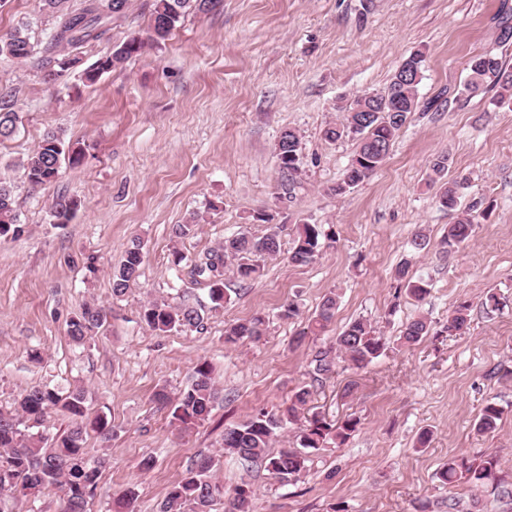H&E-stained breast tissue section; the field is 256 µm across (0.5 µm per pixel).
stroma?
<instances>
[{
  "mask_svg": "<svg viewBox=\"0 0 512 512\" xmlns=\"http://www.w3.org/2000/svg\"><path fill=\"white\" fill-rule=\"evenodd\" d=\"M150 0H131L111 41L84 49L81 66L48 83L31 62L0 57V92L16 95L21 117L0 142V175L14 186L22 232L0 239V407L33 386L83 388L92 412L107 416L110 442L89 512H112V499L134 489L135 512H157L198 454L216 461L225 487L249 481L256 512H416L430 501L447 512L467 486H443L448 460L494 455V479L478 494L482 512H505L512 489V104H497L485 84L458 96L467 63L491 52L512 65V41L500 38L512 0H224L219 10L185 15L170 37L87 81L83 71L113 46L150 25ZM25 21L46 37L53 19L41 0H0V35ZM426 56L419 104L396 134L385 163L357 187L332 194L355 150L323 131L365 92L383 89L412 52ZM300 136V165L284 174L275 147L283 130ZM63 131L85 150L58 180L34 188L18 166L43 137ZM447 156V182H460L458 206L438 202L431 163ZM77 201L69 223H55L58 194ZM485 211L470 240L445 252L449 224L476 202ZM267 214L281 224V252L259 277L224 274L223 309L204 326L166 335L141 320L153 300L208 304V289L172 249L194 257L244 233L265 235ZM192 223L189 235L175 228ZM323 225L328 238L314 261L292 264L297 225ZM429 244L417 251L416 234ZM143 244L141 275L112 295V272L131 240ZM430 283L421 300L397 293L395 270ZM336 314L318 336L307 326L324 296ZM496 294L495 310L483 307ZM472 304L459 336L440 332L459 301ZM105 309L93 339L77 346L67 322L83 304ZM293 305L287 319L281 311ZM259 315L257 339L224 343L227 323ZM423 316L432 336L400 346L405 324ZM369 320L388 348L357 369L339 362L312 404L332 420L356 417L340 445L312 454L309 471L284 484L260 466L243 469L221 450L224 429L255 410L274 411L310 384L311 359L334 346L352 320ZM209 362L221 399L209 418L180 432L153 401L158 387L178 396L194 366ZM502 414L494 432L476 428L486 402ZM427 444H420L421 434ZM152 457L144 471L140 462Z\"/></svg>",
  "mask_w": 512,
  "mask_h": 512,
  "instance_id": "obj_1",
  "label": "stroma"
}]
</instances>
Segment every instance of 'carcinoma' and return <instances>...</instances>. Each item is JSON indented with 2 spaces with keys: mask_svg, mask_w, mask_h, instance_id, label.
<instances>
[{
  "mask_svg": "<svg viewBox=\"0 0 512 512\" xmlns=\"http://www.w3.org/2000/svg\"><path fill=\"white\" fill-rule=\"evenodd\" d=\"M222 4V0H153L151 22L146 38L132 36L115 46L111 54L100 58L86 71L88 78L108 71L138 55L146 42L164 41L177 28L189 12L208 13ZM128 0H43V9L54 17V28L41 41H33L29 23L22 22L4 36H0V56L17 60H31L45 81L56 82L64 71L62 64L70 56L81 61V49L112 39L113 22L125 17ZM413 64L411 76L400 82L392 79L383 88L401 105L399 112H377V102L359 96L349 106L344 122L324 130L326 140L335 142L351 136L357 141L356 151L345 169L343 178L331 191L344 194L363 182L386 161L397 131L404 126L411 112L419 104L418 87L422 79L425 57L418 51L409 56ZM469 75L464 91L475 92L490 79L499 88L501 103L512 100V67L495 54L484 53L470 59ZM15 95L0 94V141L10 138L17 128L19 113L15 110ZM300 138L288 130L277 141L276 152L299 162ZM84 153L66 143L57 134H49L39 148L19 162L25 179L33 187L57 181L63 163L76 166L82 163ZM77 204L65 194L57 196L52 207L56 223H68ZM281 225L274 224L269 233L253 238L238 233L204 254L190 258L183 252L171 253V263L190 265L193 275L208 287L210 309L224 307V269L229 260L234 261L239 278L249 279L261 271V261L280 251ZM22 232L17 224L11 184L0 177V237H16ZM473 232V216L464 214L449 225L443 245L452 251L469 240ZM329 237L320 224H300L293 239L289 259L296 265L312 262L319 254L322 240ZM144 255L141 243L131 241L124 251L118 268L112 273V295L124 296L141 274ZM396 278L404 284L408 295L420 300L428 293L429 283L424 279L407 277L405 266L396 270ZM337 296L330 292L324 296L313 321L315 330L324 329L333 319ZM205 316L204 307L189 302L170 305L164 301H151L144 306L142 319L149 330L157 334L178 332L186 328H199ZM106 320L105 311L85 304L70 318L67 335L76 345H81L100 329ZM471 320V304L458 302L448 314L442 331L450 336L465 332ZM265 319L259 315L237 320L224 329V344L235 345L243 339L258 338L264 332ZM431 335L430 322L424 317L409 320L400 336V343L411 346ZM386 350L384 338L367 320L350 322L336 336V350L320 349L313 359V381L322 384L335 373V356L342 355L356 368H363L379 358ZM311 397L310 388L303 386L292 396L284 408L270 412L257 410L245 421L224 429V454L236 459L243 466L260 461L268 473L281 481H296L307 472L309 450L343 443L355 431L358 421L349 417L331 421L320 414L306 419V424L296 436V446L281 448L276 452L270 445L278 429L299 420V411ZM219 398V389L208 363H198L180 394L172 399L164 389L154 394V401L170 407L172 421L183 430L195 427L209 417ZM64 411L69 428L60 435L45 434V422L55 410ZM501 410L492 402L481 410L478 430L493 432L500 420ZM112 423L103 414L90 415L85 391L81 388L61 393L49 386H35L21 393L9 411L0 410V503L7 499L37 496L50 487L63 492V512H87L88 499L93 496L103 469L109 464L107 455H88L87 441L96 436L101 443L112 439ZM214 458L202 456L195 460L185 477L168 491L159 503L157 512H206L212 503L227 498L225 512H253L254 491L251 484L241 480L231 492L214 477ZM497 459L490 456L479 464L448 461L438 472L440 481L450 487L459 482L468 484L471 503L465 504L455 497L448 498V512H473L479 500L477 492L492 479Z\"/></svg>",
  "mask_w": 512,
  "mask_h": 512,
  "instance_id": "cac0c4a2",
  "label": "carcinoma"
}]
</instances>
